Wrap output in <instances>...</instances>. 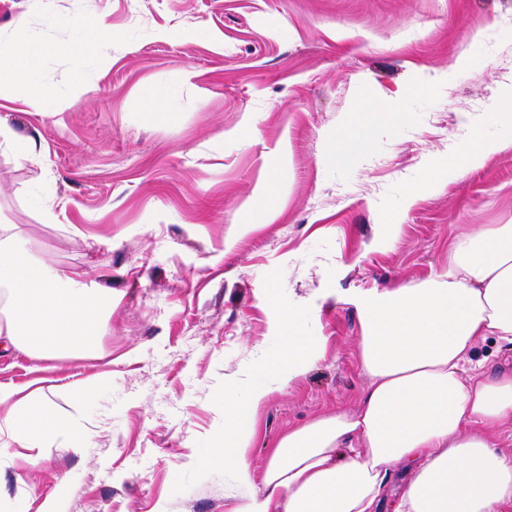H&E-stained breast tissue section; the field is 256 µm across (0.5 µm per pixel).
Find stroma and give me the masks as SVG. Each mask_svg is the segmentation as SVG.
Wrapping results in <instances>:
<instances>
[{
  "instance_id": "stroma-1",
  "label": "stroma",
  "mask_w": 512,
  "mask_h": 512,
  "mask_svg": "<svg viewBox=\"0 0 512 512\" xmlns=\"http://www.w3.org/2000/svg\"><path fill=\"white\" fill-rule=\"evenodd\" d=\"M112 29L75 84L73 58L40 57L34 109L0 82V224L29 250L112 292L95 355L39 360L0 348V384L57 412L87 387L72 437L39 460L0 431V512H225L243 490L201 468L224 436V388L265 382L303 308L316 361L248 415L262 480L289 429L354 408L368 383L358 338L373 289L448 269V246L512 224V0H0V47ZM163 98L156 118L138 102ZM350 159L325 160L362 105ZM500 145L446 167L470 127ZM426 193L414 190L426 175ZM267 223L241 232L258 192ZM399 224L396 236L383 229ZM0 137L9 148L23 157L33 156L36 153L37 143L33 138L14 137L12 132L8 128H3L2 125H0ZM277 205V182L270 180L260 195L255 210L251 214L248 224H259L265 221L268 215L275 209Z\"/></svg>"
}]
</instances>
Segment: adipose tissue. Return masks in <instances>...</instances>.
Returning a JSON list of instances; mask_svg holds the SVG:
<instances>
[{"instance_id": "1", "label": "adipose tissue", "mask_w": 512, "mask_h": 512, "mask_svg": "<svg viewBox=\"0 0 512 512\" xmlns=\"http://www.w3.org/2000/svg\"><path fill=\"white\" fill-rule=\"evenodd\" d=\"M109 35L100 20L71 44L46 43L45 55L95 57ZM25 42L0 48V80L37 106L50 92L33 77ZM0 337L36 359L84 358L108 326L112 294L36 261L12 225H0ZM302 310L286 309L287 369L249 394L251 406L285 390L313 354L298 329ZM482 336L512 348V224H488L448 247L447 272L419 283L371 291L358 338L369 379L356 410H339L289 430L271 449L261 483L248 458L254 428L232 393L224 395L223 463L246 496L231 512H378L396 465L410 464L397 512H512V453L491 435L512 421V372L464 375ZM0 417L20 447L47 435L69 438L70 422L0 386Z\"/></svg>"}]
</instances>
